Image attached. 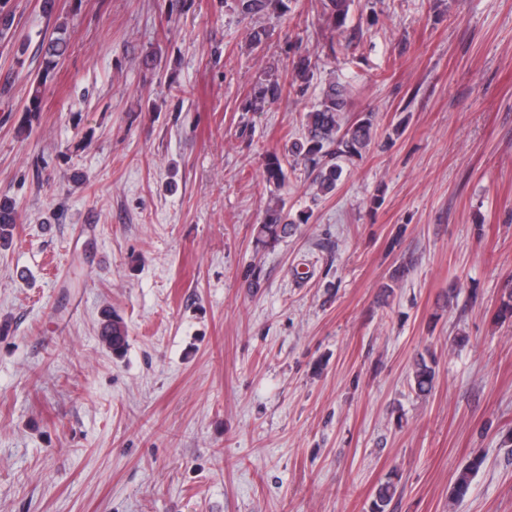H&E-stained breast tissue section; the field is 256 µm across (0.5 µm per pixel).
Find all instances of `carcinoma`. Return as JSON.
<instances>
[{
	"label": "carcinoma",
	"instance_id": "obj_1",
	"mask_svg": "<svg viewBox=\"0 0 512 512\" xmlns=\"http://www.w3.org/2000/svg\"><path fill=\"white\" fill-rule=\"evenodd\" d=\"M282 0H238L237 8L243 15H256L269 10H277ZM350 0H323V14L337 33L338 40H329L328 50L336 54V47L345 38V22ZM66 51V42L60 37L49 40L45 47L46 66H51ZM312 78L311 61L299 57L292 63L288 83L277 77L264 80L249 100L246 109L261 112L270 104L276 103L290 91L301 92ZM348 89L340 83H331L323 93L321 100L303 117L302 137L293 141L288 152L295 158L302 159L314 173L313 183L324 196L335 191L341 180L343 169L338 160L343 157L359 156L367 150L373 139L374 113L366 112L352 124L344 127L340 115L347 105ZM286 179L282 158L275 152L268 155L264 180L276 187ZM17 224V210L13 201H0V241H9ZM295 232V222L288 218L285 204L278 200L268 207L259 236L263 242H276L291 236ZM102 342L115 353L124 351L127 344V330L122 320L106 315L102 324ZM411 388L419 396L430 394L435 386L436 370L433 355H417L410 368ZM483 464V458L475 455L458 473L453 494L456 499L463 498L469 491L473 473ZM397 483L389 479L381 483L374 493L370 512H387V507L396 496Z\"/></svg>",
	"mask_w": 512,
	"mask_h": 512
}]
</instances>
